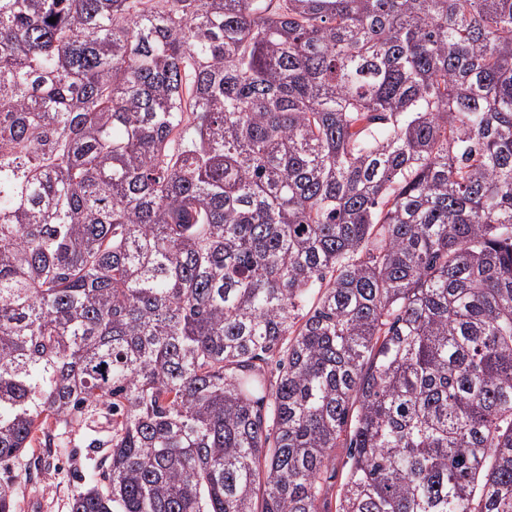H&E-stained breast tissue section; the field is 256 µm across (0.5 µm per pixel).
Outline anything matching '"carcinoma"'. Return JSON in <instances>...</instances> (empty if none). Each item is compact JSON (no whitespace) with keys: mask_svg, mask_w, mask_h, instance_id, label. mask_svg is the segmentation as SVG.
I'll return each instance as SVG.
<instances>
[{"mask_svg":"<svg viewBox=\"0 0 512 512\" xmlns=\"http://www.w3.org/2000/svg\"><path fill=\"white\" fill-rule=\"evenodd\" d=\"M92 424L70 512H512V0H0V462ZM348 449L347 448H336L333 452V460L329 466L327 476L333 474L332 472H336V478H333L329 481L332 484L331 489L329 491L328 496V508L331 512L335 511V498L336 491L342 479V474L345 471V463L347 461Z\"/></svg>","mask_w":512,"mask_h":512,"instance_id":"obj_1","label":"carcinoma"}]
</instances>
